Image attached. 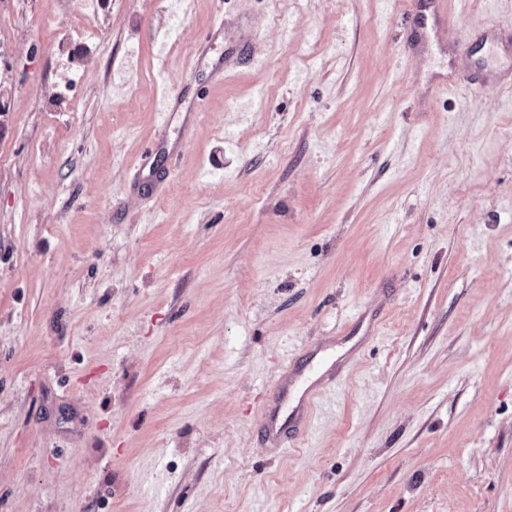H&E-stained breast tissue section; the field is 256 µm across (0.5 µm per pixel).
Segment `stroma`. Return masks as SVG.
<instances>
[{
  "instance_id": "stroma-1",
  "label": "stroma",
  "mask_w": 512,
  "mask_h": 512,
  "mask_svg": "<svg viewBox=\"0 0 512 512\" xmlns=\"http://www.w3.org/2000/svg\"><path fill=\"white\" fill-rule=\"evenodd\" d=\"M411 8L0 0V512H512V0H448L467 55ZM313 360L304 366L303 373L308 368L317 375L316 379L299 391L294 399V406H288L286 412H282V408L294 395L296 381L293 382L292 375L299 369H292L289 373L288 367L285 368L276 382L273 400L275 405L267 407L261 427L262 441L271 452H281L288 441L296 440L303 433L320 390L335 373L336 360L331 362L326 355L321 356L315 363ZM277 403H282V406L278 407Z\"/></svg>"
}]
</instances>
